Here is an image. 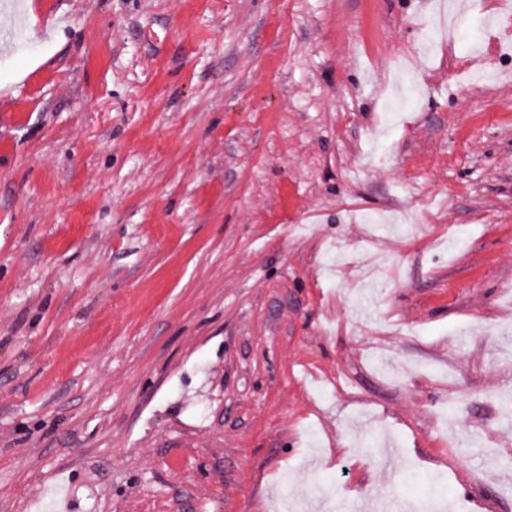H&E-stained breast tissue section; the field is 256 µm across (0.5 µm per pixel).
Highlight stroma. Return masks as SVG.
I'll list each match as a JSON object with an SVG mask.
<instances>
[{
    "label": "stroma",
    "instance_id": "stroma-1",
    "mask_svg": "<svg viewBox=\"0 0 512 512\" xmlns=\"http://www.w3.org/2000/svg\"><path fill=\"white\" fill-rule=\"evenodd\" d=\"M465 2L476 86L433 0H0V512H512V7Z\"/></svg>",
    "mask_w": 512,
    "mask_h": 512
}]
</instances>
